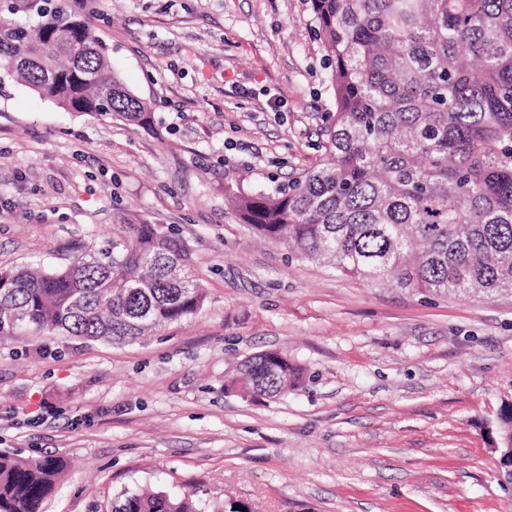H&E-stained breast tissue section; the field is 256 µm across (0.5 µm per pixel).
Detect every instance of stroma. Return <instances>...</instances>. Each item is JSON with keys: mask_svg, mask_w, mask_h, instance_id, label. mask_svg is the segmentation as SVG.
I'll use <instances>...</instances> for the list:
<instances>
[{"mask_svg": "<svg viewBox=\"0 0 512 512\" xmlns=\"http://www.w3.org/2000/svg\"><path fill=\"white\" fill-rule=\"evenodd\" d=\"M155 131L0 83V270L66 267L118 212L178 229L206 298L132 344L0 335V452L69 468L44 512L194 492L201 512H512L494 450L512 403V293L343 275L258 236L227 190L314 166L333 99L309 0H94ZM276 351L297 390L225 389Z\"/></svg>", "mask_w": 512, "mask_h": 512, "instance_id": "stroma-1", "label": "stroma"}]
</instances>
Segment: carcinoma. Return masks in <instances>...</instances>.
Listing matches in <instances>:
<instances>
[{
  "label": "carcinoma",
  "instance_id": "obj_1",
  "mask_svg": "<svg viewBox=\"0 0 512 512\" xmlns=\"http://www.w3.org/2000/svg\"><path fill=\"white\" fill-rule=\"evenodd\" d=\"M0 74L71 112L150 130L112 69L92 0H5ZM334 111L319 163L269 193H229L240 217L306 261L399 287L512 288V0H312ZM205 295L172 230L118 216L64 269L0 272V335L25 324L131 343L196 314ZM263 351L224 387L276 398L300 367ZM512 438V406L499 439ZM65 461L0 452V512H43ZM112 512H199L189 494H125Z\"/></svg>",
  "mask_w": 512,
  "mask_h": 512
}]
</instances>
